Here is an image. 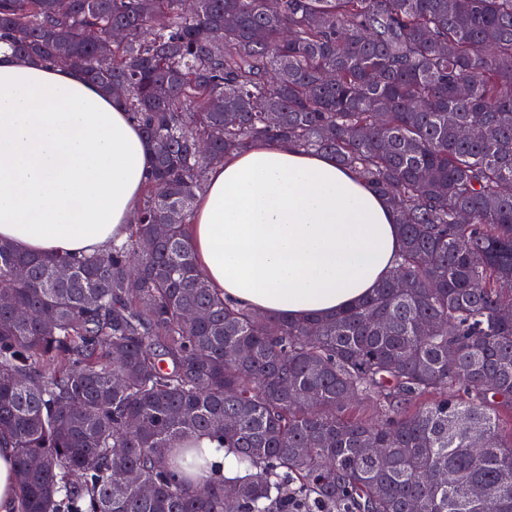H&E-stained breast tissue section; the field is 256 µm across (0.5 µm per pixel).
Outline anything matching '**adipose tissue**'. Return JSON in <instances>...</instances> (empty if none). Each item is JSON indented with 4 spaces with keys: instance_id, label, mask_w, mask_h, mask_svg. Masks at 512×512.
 <instances>
[{
    "instance_id": "1",
    "label": "adipose tissue",
    "mask_w": 512,
    "mask_h": 512,
    "mask_svg": "<svg viewBox=\"0 0 512 512\" xmlns=\"http://www.w3.org/2000/svg\"><path fill=\"white\" fill-rule=\"evenodd\" d=\"M148 166L122 98L80 69L0 48V240L33 255L104 250L128 236ZM190 238L225 299L293 320L368 296L401 249L382 196L331 156L289 143L211 166Z\"/></svg>"
}]
</instances>
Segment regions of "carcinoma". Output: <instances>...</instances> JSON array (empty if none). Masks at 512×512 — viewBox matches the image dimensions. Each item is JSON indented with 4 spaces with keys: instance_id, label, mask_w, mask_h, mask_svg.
<instances>
[{
    "instance_id": "cac0c4a2",
    "label": "carcinoma",
    "mask_w": 512,
    "mask_h": 512,
    "mask_svg": "<svg viewBox=\"0 0 512 512\" xmlns=\"http://www.w3.org/2000/svg\"><path fill=\"white\" fill-rule=\"evenodd\" d=\"M2 40L128 85L151 155L125 240L0 241L18 512H512V0H0ZM260 141L334 157L397 214L396 268L332 317L230 304L197 267L206 173ZM198 436L242 476L195 484Z\"/></svg>"
}]
</instances>
